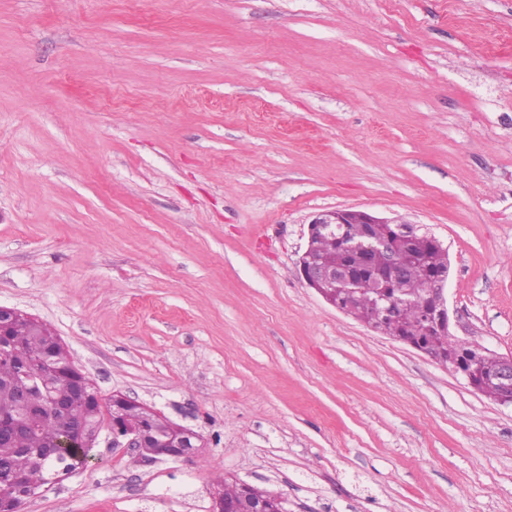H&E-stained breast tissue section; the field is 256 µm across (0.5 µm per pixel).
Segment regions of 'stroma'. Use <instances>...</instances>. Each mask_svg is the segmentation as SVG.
<instances>
[{"instance_id":"obj_1","label":"stroma","mask_w":512,"mask_h":512,"mask_svg":"<svg viewBox=\"0 0 512 512\" xmlns=\"http://www.w3.org/2000/svg\"><path fill=\"white\" fill-rule=\"evenodd\" d=\"M472 22L464 29L449 13ZM512 0H0V306L102 398L201 433L141 463L102 429L23 512H512V406L308 288L321 211L447 248L454 335L512 353ZM240 482L243 481H230L225 479L224 485L222 486L224 489V495L219 490L213 491V512H282L283 509L281 505L286 503V500L281 495H274L270 497L265 495H255L247 501L244 508L224 502V499L233 501L240 498Z\"/></svg>"}]
</instances>
